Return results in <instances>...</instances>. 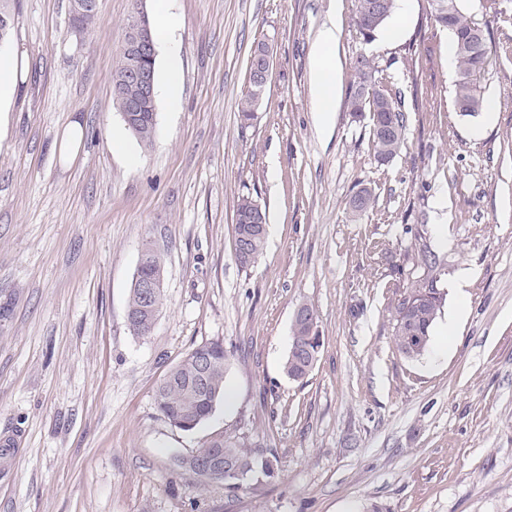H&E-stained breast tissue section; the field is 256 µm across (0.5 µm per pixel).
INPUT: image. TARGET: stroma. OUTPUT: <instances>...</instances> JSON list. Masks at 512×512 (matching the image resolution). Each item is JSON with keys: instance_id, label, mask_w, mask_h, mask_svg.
I'll list each match as a JSON object with an SVG mask.
<instances>
[{"instance_id": "stroma-1", "label": "stroma", "mask_w": 512, "mask_h": 512, "mask_svg": "<svg viewBox=\"0 0 512 512\" xmlns=\"http://www.w3.org/2000/svg\"><path fill=\"white\" fill-rule=\"evenodd\" d=\"M462 4L492 48L480 87L494 109L475 118L455 110L451 37L428 0H406L369 42L354 0H169L176 30L157 77L176 51L181 101L158 100L146 147L113 108L112 69L129 14L154 13L155 0H99L81 34L69 0H14L4 49L20 69L0 104V512H512V0ZM331 21L325 130L311 74ZM260 41L273 52L270 90L244 128ZM360 54L408 118L404 151L383 165L346 107ZM75 123L69 159L60 146ZM363 186L377 201L356 216ZM241 195L267 216L247 268L234 251ZM148 243L164 256L166 300L143 339L126 307ZM422 244L440 263L432 340L448 352L408 361L389 310L421 276ZM464 269L452 329L448 284ZM303 303L322 346L295 381L283 365ZM215 340L225 399L197 430L171 427L158 382ZM216 435L276 456L274 475L231 493L174 468Z\"/></svg>"}]
</instances>
